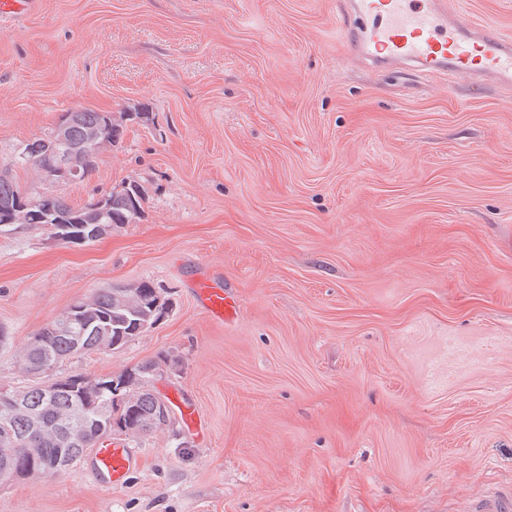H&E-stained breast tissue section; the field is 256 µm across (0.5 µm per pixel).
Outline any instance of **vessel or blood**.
<instances>
[{"instance_id":"b4317fda","label":"vessel or blood","mask_w":512,"mask_h":512,"mask_svg":"<svg viewBox=\"0 0 512 512\" xmlns=\"http://www.w3.org/2000/svg\"><path fill=\"white\" fill-rule=\"evenodd\" d=\"M336 24L355 51L388 64L414 66L432 76L512 84V39L493 26L449 14L442 0H340ZM195 292L213 318L234 317L236 307L221 289L201 282ZM135 465L129 449L108 443L88 457L89 469L113 487L122 486Z\"/></svg>"}]
</instances>
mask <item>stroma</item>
<instances>
[{"label": "stroma", "mask_w": 512, "mask_h": 512, "mask_svg": "<svg viewBox=\"0 0 512 512\" xmlns=\"http://www.w3.org/2000/svg\"><path fill=\"white\" fill-rule=\"evenodd\" d=\"M512 38V0H447ZM124 135L75 207L135 183L82 245L0 231V388L79 298L148 281L161 319L60 376L170 360L182 421L86 465L0 479V512H474L512 497V87L356 54L336 0H34L0 27V169L76 109ZM236 298L213 321L194 284Z\"/></svg>", "instance_id": "1"}]
</instances>
